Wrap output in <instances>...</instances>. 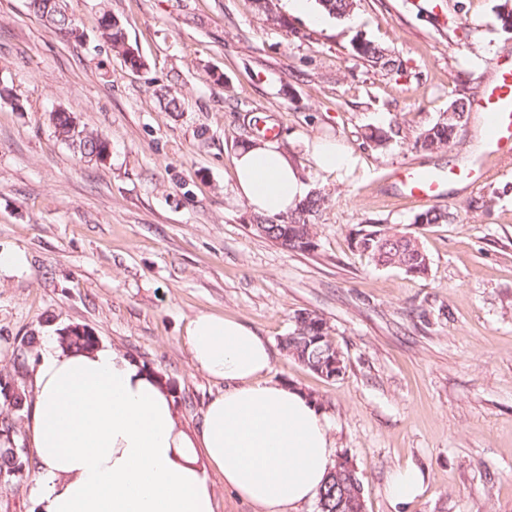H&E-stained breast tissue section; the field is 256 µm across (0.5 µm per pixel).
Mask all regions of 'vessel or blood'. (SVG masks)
Here are the masks:
<instances>
[{
    "label": "vessel or blood",
    "mask_w": 512,
    "mask_h": 512,
    "mask_svg": "<svg viewBox=\"0 0 512 512\" xmlns=\"http://www.w3.org/2000/svg\"><path fill=\"white\" fill-rule=\"evenodd\" d=\"M494 77L486 83L474 101V109L485 122L488 151L479 162L448 173L409 168L397 172L405 197L440 202L444 196L441 187L452 178L470 185H477L486 178L496 164L512 157V62L497 61L493 67Z\"/></svg>",
    "instance_id": "b4317fda"
}]
</instances>
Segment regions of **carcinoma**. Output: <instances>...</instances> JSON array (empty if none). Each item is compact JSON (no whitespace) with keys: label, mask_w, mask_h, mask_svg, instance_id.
<instances>
[{"label":"carcinoma","mask_w":512,"mask_h":512,"mask_svg":"<svg viewBox=\"0 0 512 512\" xmlns=\"http://www.w3.org/2000/svg\"><path fill=\"white\" fill-rule=\"evenodd\" d=\"M33 10L59 34L71 27L72 20L58 9L55 0H31ZM320 10L336 19L348 16L356 0H316ZM113 16L105 13L100 18L102 36L112 49L132 69L141 67V57L128 44L124 27L112 24ZM497 21L501 29L512 33V0L499 5ZM353 56L388 75L399 70L400 62L379 44L360 38L352 46ZM455 112L441 117L418 133L414 146L427 152H439L457 144V131L466 121L468 100L460 98L452 102ZM55 133L86 157H102L108 150L106 138L88 132L68 112L52 115ZM326 197L321 191L311 192L286 214L255 217V222L265 226V237L281 247L294 252H309L316 247L313 219L325 206ZM448 211L428 209L414 219L421 225L446 224ZM356 245L370 261L380 267H396L410 276H423L429 270V258L417 239L385 224H370L356 233ZM283 349L311 371L319 372L321 360L339 353L330 335L327 321L314 312L295 315V325L281 340ZM27 461L23 453L13 445L0 447V485H8L22 477ZM364 498L363 485L355 468L340 471L331 468L324 486L317 496L318 512H354L358 499Z\"/></svg>","instance_id":"1"}]
</instances>
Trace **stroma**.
I'll use <instances>...</instances> for the list:
<instances>
[{"label": "stroma", "instance_id": "35a3bbf8", "mask_svg": "<svg viewBox=\"0 0 512 512\" xmlns=\"http://www.w3.org/2000/svg\"><path fill=\"white\" fill-rule=\"evenodd\" d=\"M502 0H357L350 15L288 27L253 0H63L80 30L50 29L29 0H0V251L26 258L0 273V374L28 389L44 338L79 326L161 379L187 427L223 384L190 364L183 336L200 313L242 321L273 350L270 376L313 400L335 453L363 483L365 512H512V161L478 186L445 188L448 224L420 225L396 170L457 168L484 139L469 113L457 147L416 149L417 131L458 98H475L492 59L512 57ZM124 24L144 64L127 67L101 36ZM372 40L401 63L392 76L357 60ZM180 100L168 112L159 96ZM73 113L106 137L89 160L54 132ZM277 126L328 205L313 252L258 235L235 193L232 159ZM389 130L383 149L366 128ZM356 160L322 171L305 143ZM388 224L416 236L427 276L375 266L356 230ZM316 312L342 352L326 378L282 350L300 312ZM414 467L422 492L399 503L391 477Z\"/></svg>", "mask_w": 512, "mask_h": 512}]
</instances>
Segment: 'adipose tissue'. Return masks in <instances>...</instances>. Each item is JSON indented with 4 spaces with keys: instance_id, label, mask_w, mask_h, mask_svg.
<instances>
[{
    "instance_id": "ef3b65f1",
    "label": "adipose tissue",
    "mask_w": 512,
    "mask_h": 512,
    "mask_svg": "<svg viewBox=\"0 0 512 512\" xmlns=\"http://www.w3.org/2000/svg\"><path fill=\"white\" fill-rule=\"evenodd\" d=\"M233 165L236 193L257 214L288 212L310 192L274 143L244 144ZM185 344L193 368L224 385L192 434L135 360L44 342L27 422L39 512H215L213 470L260 512H297L317 496L332 465L330 425L304 393L270 378L268 342L236 319L201 313Z\"/></svg>"
}]
</instances>
